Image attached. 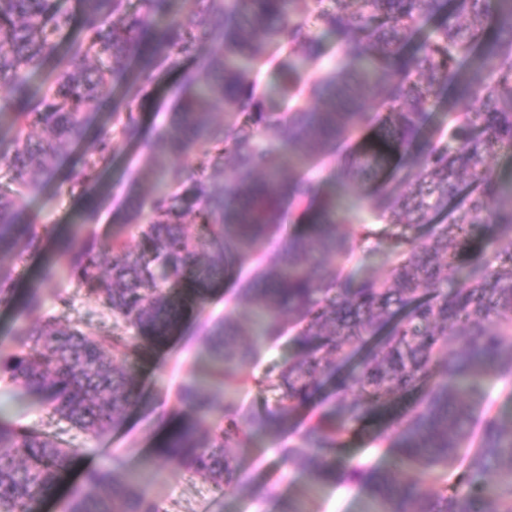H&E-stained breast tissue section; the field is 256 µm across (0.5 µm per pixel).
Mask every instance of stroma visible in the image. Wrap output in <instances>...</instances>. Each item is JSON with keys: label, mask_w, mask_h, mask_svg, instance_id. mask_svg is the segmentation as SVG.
<instances>
[{"label": "stroma", "mask_w": 512, "mask_h": 512, "mask_svg": "<svg viewBox=\"0 0 512 512\" xmlns=\"http://www.w3.org/2000/svg\"><path fill=\"white\" fill-rule=\"evenodd\" d=\"M177 74L166 76L165 93L142 107V141L119 145L103 186L95 193L98 217L94 223L81 224L77 218L84 207L83 196L70 194L50 183L42 195L27 201L26 210L37 223L51 227L35 252L17 259L0 255V263L15 267V293H38L43 307L32 311L21 306L0 305V338L14 336L18 328L54 315L79 324L88 335L99 334L108 324L99 303L82 288L60 275L50 282L41 281L39 271L48 262L67 267L69 259L57 248V236L74 235L103 242L112 236L135 245L133 226L123 223L122 214L134 186H148L151 168L148 141L167 125L175 95L170 88ZM257 263L237 264L224 277L206 288L203 295L188 294L183 300V314L178 325L162 339L147 345L139 362L141 404L127 415L123 424L97 435H89L68 424L50 419L36 394L18 385L0 381V405L10 416L34 424L55 434L59 440L81 450L85 465H107L122 461L125 471L136 474L161 512H280L283 502L297 499L302 512H365V493L357 486H326L309 490L306 478L296 469H284L277 457L268 455L266 439H258L252 451L241 459L244 482L223 490H213L188 472L176 473L154 459V449L169 426L178 418L177 392L188 377L204 378L209 369L206 332L209 325L223 317L226 308L238 301L239 291L253 277ZM70 305H61V298ZM264 485L275 489L276 497L261 499L255 489Z\"/></svg>", "instance_id": "1"}]
</instances>
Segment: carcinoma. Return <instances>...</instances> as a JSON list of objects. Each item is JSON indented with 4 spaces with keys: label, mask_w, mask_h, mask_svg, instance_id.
<instances>
[{
    "label": "carcinoma",
    "mask_w": 512,
    "mask_h": 512,
    "mask_svg": "<svg viewBox=\"0 0 512 512\" xmlns=\"http://www.w3.org/2000/svg\"><path fill=\"white\" fill-rule=\"evenodd\" d=\"M75 26L56 0H0V252L39 246L46 228L25 201L56 179L63 147L82 139L84 114L120 89L95 152L61 185L89 197L120 142L139 138L135 104L171 69L186 72L170 124L148 149L149 189L126 210L138 241L69 238L68 276L98 298L112 326L97 336L56 318L0 340V380L38 395L87 434L116 428L134 404L146 343L181 315L182 288L224 275L286 219L282 240L241 300L212 324V384L255 383L279 393L262 412L212 402L195 378L178 401L189 421L156 455L221 489L240 480L238 457L276 441L314 399L282 455L316 486L357 485L372 512H512V410L494 409L485 379L512 389V178L493 162L512 149V0H80ZM336 35L325 59L321 34ZM280 61L281 80L255 75ZM43 74L47 89L32 87ZM224 115V121L215 120ZM193 154L196 168L175 159ZM234 162L224 175V158ZM336 159L337 177L370 190L341 208L336 186L288 172ZM196 232L183 228L188 212ZM428 226L424 237L416 229ZM380 255L386 270L355 280L347 267ZM0 265V304L14 298ZM463 277L457 288L448 280ZM251 336L245 344L242 336ZM295 355L275 376L248 362L284 335ZM394 411L371 447L415 468L417 481L341 448L368 418ZM81 455L0 414V512H36ZM122 465L83 471L70 512H160Z\"/></svg>",
    "instance_id": "cac0c4a2"
}]
</instances>
